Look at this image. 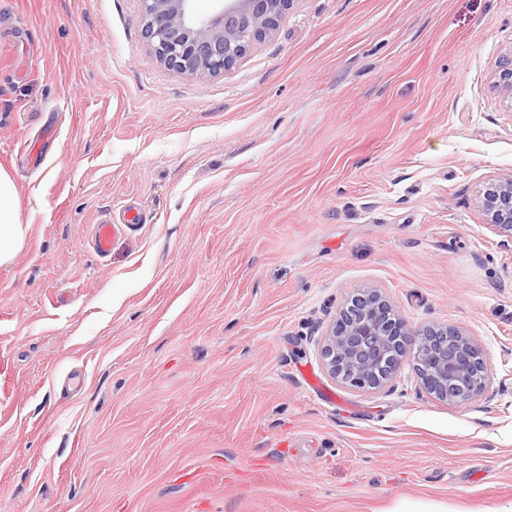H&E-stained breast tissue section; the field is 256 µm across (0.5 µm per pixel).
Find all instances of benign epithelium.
<instances>
[{"label":"benign epithelium","mask_w":512,"mask_h":512,"mask_svg":"<svg viewBox=\"0 0 512 512\" xmlns=\"http://www.w3.org/2000/svg\"><path fill=\"white\" fill-rule=\"evenodd\" d=\"M144 32L157 59L181 73H217L234 66L256 43L275 32L293 0H227L219 13L201 15L197 0H140ZM512 101V60L494 75ZM492 229L512 243V173L492 179L482 192ZM410 355L426 392L442 401H462L486 385L487 366L473 340L460 329L412 330L391 305L371 291L340 310L320 356L328 376L355 387H378Z\"/></svg>","instance_id":"obj_1"}]
</instances>
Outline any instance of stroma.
<instances>
[{"instance_id": "stroma-1", "label": "stroma", "mask_w": 512, "mask_h": 512, "mask_svg": "<svg viewBox=\"0 0 512 512\" xmlns=\"http://www.w3.org/2000/svg\"><path fill=\"white\" fill-rule=\"evenodd\" d=\"M511 49L512 0H293L187 75L140 0H0L29 226L0 266V512H512V249L480 202L512 172ZM369 290L470 336L485 389L332 380L319 341ZM124 223L112 224L103 223L95 224L94 233L92 236V248L96 255L100 257H107L112 250V238L120 234L122 230L129 227H138L140 224L139 215L132 213L131 210L124 211Z\"/></svg>"}]
</instances>
